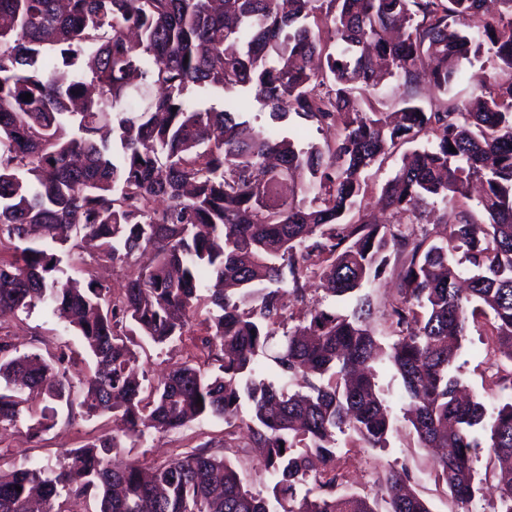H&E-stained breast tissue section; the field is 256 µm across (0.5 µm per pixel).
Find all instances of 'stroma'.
<instances>
[{
  "mask_svg": "<svg viewBox=\"0 0 512 512\" xmlns=\"http://www.w3.org/2000/svg\"><path fill=\"white\" fill-rule=\"evenodd\" d=\"M4 325L14 336L20 352L44 354L64 345L73 353L79 370L86 372L94 366L79 339L71 336L63 322L41 307L19 313L17 318L5 320ZM488 331L487 321L469 324L455 365L467 391L483 396L490 394L497 402H507L512 400V361L501 356L492 346ZM204 333V326L195 322L190 326L188 336L173 346L161 349L142 343L140 360L149 373L157 375L186 360L206 358L207 353L199 342ZM376 370L379 384L399 421L383 448L363 447L358 436L350 432L337 434V466L345 477L346 490L375 494L383 474L393 468H404L410 474L413 489L428 502L431 512H493L497 496L493 484H484L474 499L463 505L449 496L445 486L430 479L433 455L429 449L420 447L414 432L402 419L409 403L402 381L389 364L377 365ZM115 428L111 416L78 415L61 417L55 429L37 441L29 440L22 424L0 430V470L7 472L32 460L48 467L54 466L64 451L111 434ZM206 442L212 443L215 453H222L223 419L204 418L177 431L154 434L131 448L127 458L153 463Z\"/></svg>",
  "mask_w": 512,
  "mask_h": 512,
  "instance_id": "35a3bbf8",
  "label": "stroma"
}]
</instances>
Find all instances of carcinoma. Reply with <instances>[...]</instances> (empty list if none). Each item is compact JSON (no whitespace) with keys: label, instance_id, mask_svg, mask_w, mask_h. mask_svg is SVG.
<instances>
[{"label":"carcinoma","instance_id":"obj_1","mask_svg":"<svg viewBox=\"0 0 512 512\" xmlns=\"http://www.w3.org/2000/svg\"><path fill=\"white\" fill-rule=\"evenodd\" d=\"M483 51L512 80V0H0V250L12 252L0 260V312L42 305L95 362L77 379L66 350L46 359L1 335L0 427L24 418L37 438L62 402L125 425L50 471H0V512H32L34 497L42 512L90 498L98 512H431L406 471L388 472L378 497L337 491L336 431L385 448L396 425L374 369L383 361L402 379L420 446L445 449L434 481L471 500L486 448L501 474L494 512H512V402L490 412L461 399L454 374L481 315L512 361V84L488 76L474 105L448 98ZM422 74L438 92L428 109ZM386 79L402 89L395 123L369 99ZM200 91L224 107L203 106ZM247 95L265 123L242 111ZM292 118L323 142L285 135ZM422 135L367 194L364 173ZM474 180L476 212L459 204ZM437 203L447 233L432 240L413 225ZM372 205L408 222L372 224ZM85 239L95 262L130 276L110 287L67 274L62 255ZM393 259L385 348L366 290ZM461 268L473 270L464 291ZM315 283L356 306L315 307L289 325L290 303ZM203 300L207 360L145 388L130 336L172 344ZM260 356L279 384L262 378ZM210 416L227 425L224 447L265 450L256 477L272 497L208 443L112 463L127 442Z\"/></svg>","mask_w":512,"mask_h":512}]
</instances>
